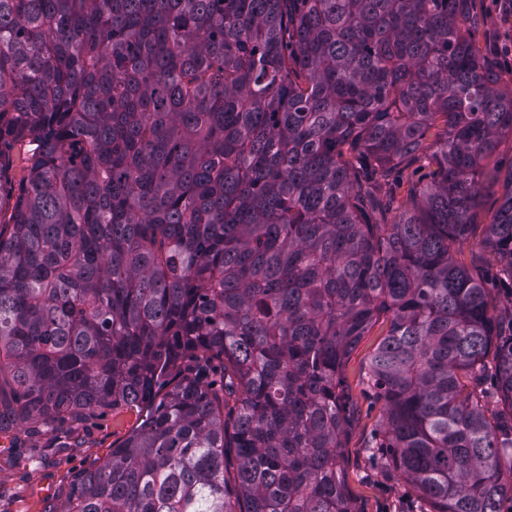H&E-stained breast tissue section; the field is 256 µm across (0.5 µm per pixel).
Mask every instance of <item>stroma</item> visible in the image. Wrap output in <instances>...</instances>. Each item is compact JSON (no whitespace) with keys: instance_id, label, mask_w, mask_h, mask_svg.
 Segmentation results:
<instances>
[{"instance_id":"obj_1","label":"stroma","mask_w":512,"mask_h":512,"mask_svg":"<svg viewBox=\"0 0 512 512\" xmlns=\"http://www.w3.org/2000/svg\"><path fill=\"white\" fill-rule=\"evenodd\" d=\"M503 0H480L483 19L480 43L497 64L500 88L512 94V13ZM512 172V143L502 142L482 179L492 192L483 198L472 235L456 258L475 276L490 281L495 262L483 246L485 227L501 200L502 187ZM379 321L351 354L345 368L346 410L350 425L344 441L348 459L347 482L361 512H422L423 502L405 477L389 467L370 448L383 431V407L367 385L364 373L371 354L386 333ZM139 423L136 411L118 409L79 417L57 432L0 434V512H64L74 486L96 468Z\"/></svg>"}]
</instances>
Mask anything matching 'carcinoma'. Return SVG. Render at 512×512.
<instances>
[{"label": "carcinoma", "instance_id": "carcinoma-1", "mask_svg": "<svg viewBox=\"0 0 512 512\" xmlns=\"http://www.w3.org/2000/svg\"><path fill=\"white\" fill-rule=\"evenodd\" d=\"M479 28L472 0H0V191L33 146L0 433L144 412L68 512H361L342 370L383 316L387 463L430 512H512V322L456 259L512 141ZM425 151L372 220L370 180ZM485 245L512 298V174ZM423 169L413 170L410 169L403 175V179L396 177V174H392L390 177L386 179H381L379 186V196L384 199L387 203L390 204V209L383 213H377L374 215V219L377 221H384L387 219L389 223L393 216L400 210L404 208L406 204L409 203V198L407 195L408 184L406 180L410 178L412 181L417 182L418 180H423L426 182V178L428 173H430L433 169V166L428 165L426 163ZM400 180V186L397 187V182Z\"/></svg>", "mask_w": 512, "mask_h": 512}]
</instances>
